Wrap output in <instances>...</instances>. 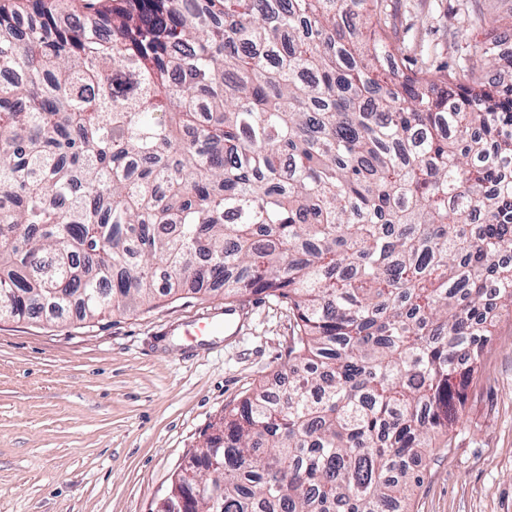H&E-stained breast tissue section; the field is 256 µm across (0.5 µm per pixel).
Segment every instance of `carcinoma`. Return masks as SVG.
<instances>
[{"label": "carcinoma", "mask_w": 512, "mask_h": 512, "mask_svg": "<svg viewBox=\"0 0 512 512\" xmlns=\"http://www.w3.org/2000/svg\"><path fill=\"white\" fill-rule=\"evenodd\" d=\"M63 2L0 6V318L281 300L288 386L192 457L218 512H404L512 315V84L387 66V0Z\"/></svg>", "instance_id": "1"}]
</instances>
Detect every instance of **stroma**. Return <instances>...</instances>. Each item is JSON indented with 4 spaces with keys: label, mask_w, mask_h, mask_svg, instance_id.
Returning <instances> with one entry per match:
<instances>
[{
    "label": "stroma",
    "mask_w": 512,
    "mask_h": 512,
    "mask_svg": "<svg viewBox=\"0 0 512 512\" xmlns=\"http://www.w3.org/2000/svg\"><path fill=\"white\" fill-rule=\"evenodd\" d=\"M512 30V0H390L381 21L405 72L437 73ZM240 332L190 339L222 298L183 291L86 322L0 319V512H159L227 405L283 370L286 303H241ZM407 512H512V316H501L449 447Z\"/></svg>",
    "instance_id": "obj_1"
}]
</instances>
